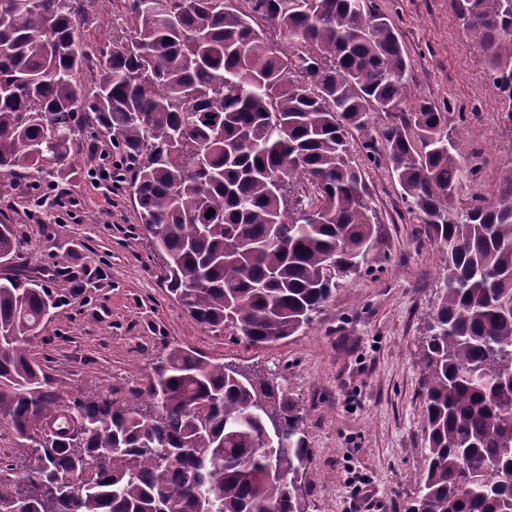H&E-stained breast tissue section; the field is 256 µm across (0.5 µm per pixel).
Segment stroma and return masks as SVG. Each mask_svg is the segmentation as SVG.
Segmentation results:
<instances>
[{"mask_svg": "<svg viewBox=\"0 0 512 512\" xmlns=\"http://www.w3.org/2000/svg\"><path fill=\"white\" fill-rule=\"evenodd\" d=\"M377 4L397 29L415 96L447 108L460 154L481 165L461 182L457 206L492 198L497 173L512 166V126L451 0ZM102 145L82 140L52 182L21 178L0 199V220L20 240L0 278L66 288L34 342L54 387L73 396L129 392L176 344L262 371L288 387L304 413L309 512H404L425 446L419 357L443 256L385 163L369 162L352 141L376 215L368 268L337 290L311 329L253 348L232 332L203 331L169 297L127 188L110 206L94 181ZM39 192L48 205L31 207Z\"/></svg>", "mask_w": 512, "mask_h": 512, "instance_id": "stroma-1", "label": "stroma"}]
</instances>
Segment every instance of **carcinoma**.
<instances>
[{
  "instance_id": "obj_1",
  "label": "carcinoma",
  "mask_w": 512,
  "mask_h": 512,
  "mask_svg": "<svg viewBox=\"0 0 512 512\" xmlns=\"http://www.w3.org/2000/svg\"><path fill=\"white\" fill-rule=\"evenodd\" d=\"M95 2L0 0V198L18 176L53 177L84 134L107 137L171 297L262 348L309 328L368 263L376 224L350 145L374 148L370 113L395 115L384 160L444 255L407 512H512V167L492 199L456 205L473 168L447 113L403 110L408 62L372 0H182L167 17L112 0L94 51L79 27ZM452 4L512 103V0ZM18 247L0 223V263ZM62 289L0 280V424L17 437L0 512H308L303 413L255 369L176 345L126 397L53 388L31 341Z\"/></svg>"
}]
</instances>
